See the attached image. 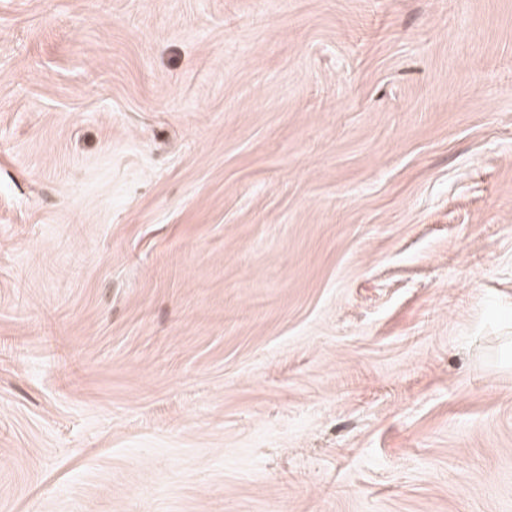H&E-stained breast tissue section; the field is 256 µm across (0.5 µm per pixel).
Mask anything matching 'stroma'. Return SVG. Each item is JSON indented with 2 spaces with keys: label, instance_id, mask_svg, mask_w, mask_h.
<instances>
[{
  "label": "stroma",
  "instance_id": "stroma-1",
  "mask_svg": "<svg viewBox=\"0 0 512 512\" xmlns=\"http://www.w3.org/2000/svg\"><path fill=\"white\" fill-rule=\"evenodd\" d=\"M0 512H512V0H0Z\"/></svg>",
  "mask_w": 512,
  "mask_h": 512
}]
</instances>
